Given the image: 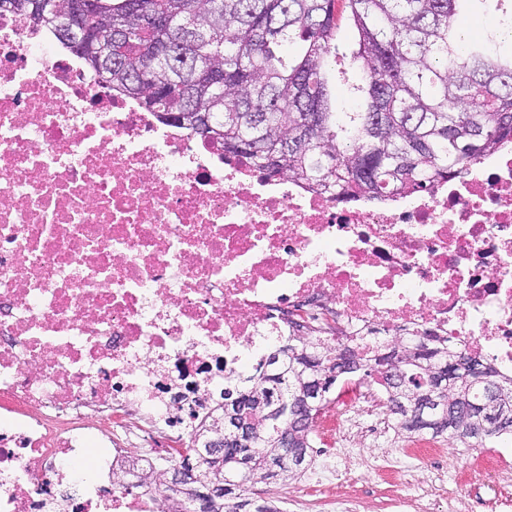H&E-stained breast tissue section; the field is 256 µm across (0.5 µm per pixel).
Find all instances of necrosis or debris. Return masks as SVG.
Wrapping results in <instances>:
<instances>
[{
  "label": "necrosis or debris",
  "instance_id": "necrosis-or-debris-1",
  "mask_svg": "<svg viewBox=\"0 0 512 512\" xmlns=\"http://www.w3.org/2000/svg\"><path fill=\"white\" fill-rule=\"evenodd\" d=\"M372 353L436 336L512 377V147L430 190L338 200L99 87L51 28L0 13V512H161L135 475L179 460L246 362L291 336ZM345 382L319 418L328 451L297 498L367 457L336 438L364 410ZM400 449L383 477L414 500ZM493 512L512 459L475 458ZM78 483L76 494L63 492Z\"/></svg>",
  "mask_w": 512,
  "mask_h": 512
}]
</instances>
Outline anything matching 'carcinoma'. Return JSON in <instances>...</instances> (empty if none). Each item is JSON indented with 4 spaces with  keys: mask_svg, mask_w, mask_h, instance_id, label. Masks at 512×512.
<instances>
[{
    "mask_svg": "<svg viewBox=\"0 0 512 512\" xmlns=\"http://www.w3.org/2000/svg\"><path fill=\"white\" fill-rule=\"evenodd\" d=\"M73 9L74 37L58 40L93 71L77 47L100 36L109 89L133 97L167 122L208 113L210 139L224 154L246 156L269 174L286 173L337 199L380 200L433 188L478 158L512 143V0H493L487 35L463 37L459 16L474 0H56ZM25 13L31 0H0V11ZM144 11L172 27L141 23ZM353 37L343 41L342 28ZM344 86L339 106L331 86ZM181 123V122H179ZM181 126L194 131L186 120ZM246 385L224 390V411L192 436H224V459L237 457L247 483L298 478L311 461L314 423L338 381L355 373L381 386L395 427L410 435H449L469 447L512 437V378L435 336H408L400 347L402 381L373 376L386 353L358 347L349 363L321 336L289 338ZM328 364L336 375L323 400L299 399L307 373ZM251 421L249 445L228 432L227 418ZM303 422L299 456L281 435ZM198 480L179 498L166 494L156 471L138 484L162 494L165 512H186L200 499L206 512H279L256 504L246 483L224 481L220 464L202 460ZM224 489L205 494L216 484Z\"/></svg>",
    "mask_w": 512,
    "mask_h": 512,
    "instance_id": "1",
    "label": "carcinoma"
}]
</instances>
